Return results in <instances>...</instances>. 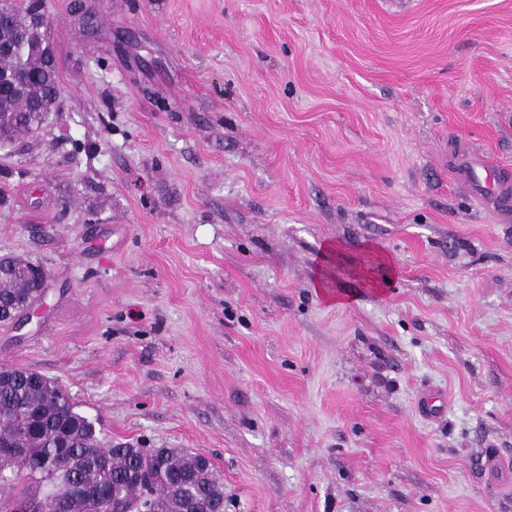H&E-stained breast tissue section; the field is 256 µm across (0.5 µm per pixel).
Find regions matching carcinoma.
I'll use <instances>...</instances> for the list:
<instances>
[{
  "mask_svg": "<svg viewBox=\"0 0 512 512\" xmlns=\"http://www.w3.org/2000/svg\"><path fill=\"white\" fill-rule=\"evenodd\" d=\"M43 0H9L0 22V149L38 131L60 95L59 68L43 36ZM23 86L16 95L11 86ZM0 278V311L35 299L24 270ZM17 472L27 490L0 483V512H184L201 504L224 512V485L210 462L183 448L106 443L67 392L24 367L0 368V470Z\"/></svg>",
  "mask_w": 512,
  "mask_h": 512,
  "instance_id": "carcinoma-1",
  "label": "carcinoma"
}]
</instances>
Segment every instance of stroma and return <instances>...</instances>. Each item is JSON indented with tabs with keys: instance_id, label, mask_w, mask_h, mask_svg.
Returning <instances> with one entry per match:
<instances>
[{
	"instance_id": "35a3bbf8",
	"label": "stroma",
	"mask_w": 512,
	"mask_h": 512,
	"mask_svg": "<svg viewBox=\"0 0 512 512\" xmlns=\"http://www.w3.org/2000/svg\"><path fill=\"white\" fill-rule=\"evenodd\" d=\"M49 0L57 110L0 151L45 267L0 368L109 440L187 448L224 512H512V0ZM366 247L381 288L316 287ZM340 264H320L318 268L317 288L320 292L330 301L336 299V304H344L345 299L340 297L337 293L333 292V283L335 281L334 275L336 274L337 267Z\"/></svg>"
}]
</instances>
